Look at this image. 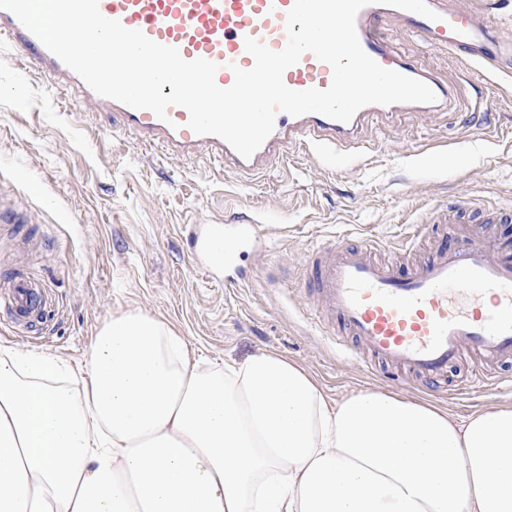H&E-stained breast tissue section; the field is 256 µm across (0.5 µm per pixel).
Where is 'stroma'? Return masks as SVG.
<instances>
[{
	"label": "stroma",
	"mask_w": 512,
	"mask_h": 512,
	"mask_svg": "<svg viewBox=\"0 0 512 512\" xmlns=\"http://www.w3.org/2000/svg\"><path fill=\"white\" fill-rule=\"evenodd\" d=\"M388 34L396 50L456 90V105L384 119L358 157H317L300 148L252 178L102 134L82 107L49 92L44 76L0 51V211L23 222L0 229V286L31 273L56 295L54 312L21 332L0 311V345L78 366L100 325L132 307L170 321L200 356L281 352L333 398L382 388L430 399L461 418L512 403V390L426 394L421 381L365 370L304 327L314 294L300 266L310 249L330 240L389 250L411 244L425 260L480 229L512 239V223L445 221L464 192L482 207L512 204V60L498 62L495 83L485 85L467 64L425 47L403 25L390 24ZM477 84L489 111L471 109ZM250 212L269 224V247L238 253L237 264L251 275L228 288L193 265L181 227Z\"/></svg>",
	"instance_id": "stroma-1"
}]
</instances>
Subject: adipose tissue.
Returning <instances> with one entry per match:
<instances>
[{
  "label": "adipose tissue",
  "mask_w": 512,
  "mask_h": 512,
  "mask_svg": "<svg viewBox=\"0 0 512 512\" xmlns=\"http://www.w3.org/2000/svg\"><path fill=\"white\" fill-rule=\"evenodd\" d=\"M0 512H512V404L333 399L280 352L200 358L128 308L75 380L0 348Z\"/></svg>",
  "instance_id": "adipose-tissue-1"
}]
</instances>
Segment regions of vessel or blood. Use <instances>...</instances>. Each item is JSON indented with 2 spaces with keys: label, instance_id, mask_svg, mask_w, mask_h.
Here are the masks:
<instances>
[{
  "label": "vessel or blood",
  "instance_id": "1",
  "mask_svg": "<svg viewBox=\"0 0 512 512\" xmlns=\"http://www.w3.org/2000/svg\"><path fill=\"white\" fill-rule=\"evenodd\" d=\"M293 4L294 0H99V10L126 28L176 47L184 59L217 63L215 81L227 88L234 82L233 67L253 65L245 38L274 51L285 47L286 15ZM427 4L438 13V20L375 0L358 12L356 31L372 59L427 83L437 96L436 107L444 108L452 91L433 72L395 51L383 34L385 25L403 23L427 46L482 68L511 55L512 44L496 39L492 26L475 11L449 6L448 0H427ZM0 44L42 74L54 90L109 119L107 133H127L141 146L159 148L165 157L216 162L221 170L245 177L264 174L300 146L328 156L353 152L360 146L364 126L401 109L397 103L367 105L346 123L316 113L294 117L280 112L273 132L246 159L222 139L190 130L183 107H170L164 122L151 111L99 96L4 9H0ZM331 80L330 66L310 53L284 74L285 84L298 91L324 89ZM268 241L265 229L245 214L225 225L223 242L196 237L192 259L209 278L234 286L238 279L230 270L235 253L243 247L265 251ZM303 280L321 295L322 313L316 316L314 328L323 333L335 326L343 329L333 337L337 349H346V337H353L379 365L410 369L421 381L434 385L447 382L462 355L472 351L480 361L468 368L459 388H512V377H501L497 371L500 363L512 360V241L467 236L410 268L378 256L372 245L354 249L334 241L306 254ZM51 298L45 285L16 278L5 299L11 322L17 325L30 311H44Z\"/></svg>",
  "mask_w": 512,
  "mask_h": 512
}]
</instances>
